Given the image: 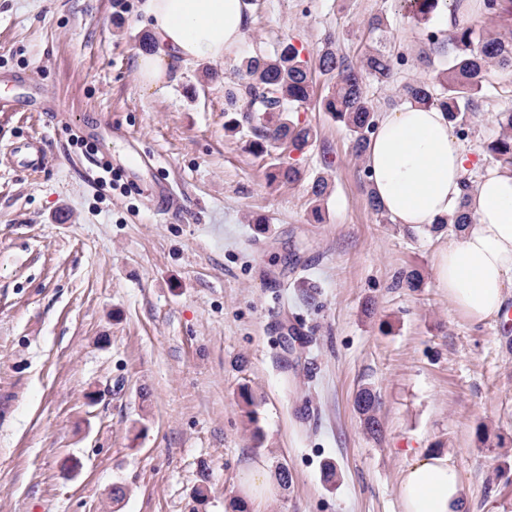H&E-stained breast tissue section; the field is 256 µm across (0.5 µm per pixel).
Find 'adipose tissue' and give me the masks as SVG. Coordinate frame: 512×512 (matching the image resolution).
Segmentation results:
<instances>
[{"label": "adipose tissue", "mask_w": 512, "mask_h": 512, "mask_svg": "<svg viewBox=\"0 0 512 512\" xmlns=\"http://www.w3.org/2000/svg\"><path fill=\"white\" fill-rule=\"evenodd\" d=\"M152 51L140 53L144 87H164L173 61L217 63L244 45L243 0H144ZM370 189L391 220L417 231L466 203L472 223L441 246L433 267L439 288L470 323L496 320L512 297V168L486 166L472 190L469 156L447 113L406 102L382 113L365 151ZM404 512H464L461 475L446 456L417 452L400 479Z\"/></svg>", "instance_id": "1"}]
</instances>
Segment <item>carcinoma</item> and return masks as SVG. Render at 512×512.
Listing matches in <instances>:
<instances>
[{
  "mask_svg": "<svg viewBox=\"0 0 512 512\" xmlns=\"http://www.w3.org/2000/svg\"><path fill=\"white\" fill-rule=\"evenodd\" d=\"M414 21L422 26L425 49L422 63L434 71L430 83L413 81L398 88L402 102H415L426 108H437L448 113L452 126L463 129L469 114L478 110L484 97L485 73L491 66L512 70V28L508 34H493L478 28V24L464 19L470 12L467 0H405ZM448 10L454 25L448 34L433 30L431 22L441 10ZM478 11L485 20H501L503 14L512 16V0H478ZM322 73L328 76L327 91L318 106L342 123L351 135V151L360 157L375 131L377 111L368 98L363 75L380 85L393 82L394 59L386 47L367 50L360 63L355 64L338 54L333 40L326 38L317 52ZM245 81L228 86L224 91L226 131L244 133L250 137L252 152L263 157L273 148L304 153L317 141V130L295 119L294 113L311 98L312 77L309 62L302 51L286 41L280 51L269 56L255 54L242 60ZM502 133L486 146L487 153L502 165L512 167V110L500 113ZM303 180L301 169L293 164H273L267 172V181L297 183ZM328 183L322 176L311 186L310 221L321 224L325 220L322 202ZM473 223L467 213V200H462L448 218L438 227L451 225L459 228ZM379 401L372 389L364 387L355 397V406L365 429L379 430L377 419Z\"/></svg>",
  "mask_w": 512,
  "mask_h": 512,
  "instance_id": "obj_1",
  "label": "carcinoma"
}]
</instances>
